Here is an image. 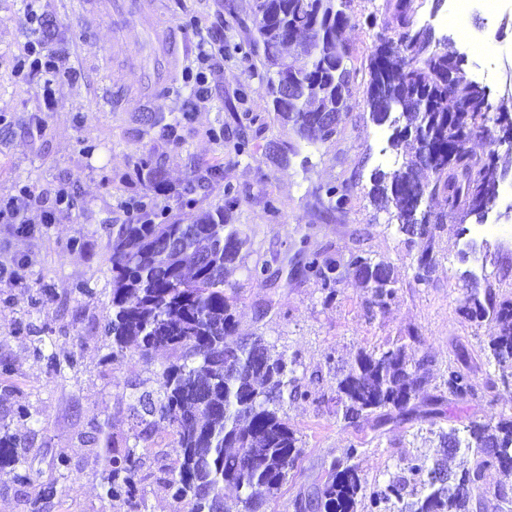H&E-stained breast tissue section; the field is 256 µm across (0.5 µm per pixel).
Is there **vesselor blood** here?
I'll list each match as a JSON object with an SVG mask.
<instances>
[{
    "label": "vessel or blood",
    "instance_id": "b4317fda",
    "mask_svg": "<svg viewBox=\"0 0 512 512\" xmlns=\"http://www.w3.org/2000/svg\"><path fill=\"white\" fill-rule=\"evenodd\" d=\"M160 0H78L81 12L111 16L121 34L112 49L113 65H120L128 58L133 45L140 39L141 27H150L153 35L156 65L146 76V86L139 104H147L149 96L162 93L167 87L170 73L183 50L180 30L173 24L157 20Z\"/></svg>",
    "mask_w": 512,
    "mask_h": 512
}]
</instances>
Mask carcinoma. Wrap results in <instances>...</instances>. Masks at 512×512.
<instances>
[{"instance_id":"carcinoma-1","label":"carcinoma","mask_w":512,"mask_h":512,"mask_svg":"<svg viewBox=\"0 0 512 512\" xmlns=\"http://www.w3.org/2000/svg\"><path fill=\"white\" fill-rule=\"evenodd\" d=\"M407 0H398L401 31L395 47L378 45L367 65V106L372 120L392 128L388 145L399 151L415 146L417 161L404 162L370 177L369 196L386 210L409 245L424 240L413 279L427 282L433 272L435 230L443 215L423 224L406 194L414 183L428 197L443 194L448 213L476 217L481 203L499 196V166L495 151L478 156L469 144L478 138L496 142L499 119L512 117L508 100L487 97L467 69L448 66V54L421 43L418 29L406 20ZM252 27L246 46L266 77L265 91L282 125L297 142L324 144L338 133L326 117L346 110L354 78L345 33L354 28L345 0H252ZM299 90L295 102L278 98L283 78ZM393 99L388 111L380 97ZM224 179L217 165L197 171L186 193L206 192ZM318 197L328 208L343 212L349 204L344 186L321 187ZM238 192L224 186V205L200 210L192 222L144 210L127 224L109 228L112 270V314L106 332L112 337V357L123 356L134 344L141 356L163 349L174 356L157 388L140 396L138 416L148 426L160 419L170 428L178 467L168 470V486L177 503L189 512H210L206 491L233 497L240 512H258L254 493L277 494L288 482L301 455L299 439L281 414L284 393L305 398L294 370L283 353L275 354L258 337L228 343L236 332L240 294L226 281L229 270L245 264L251 242L233 214ZM302 272L328 290L327 298L354 275L370 296V304L386 309L397 295L399 279L391 266L358 249L347 260L321 258L317 251L299 249ZM462 315L469 321L495 324L484 354L494 364L498 382L512 384V295L499 297L492 289L470 290ZM448 365L443 379L447 394L415 400L429 382L426 356L410 357L402 347L360 352L346 369L336 372L333 389L348 423L375 418L378 427L392 416H419L430 421L447 416L445 402L463 401L474 385L463 367ZM442 456L428 460L409 457L399 472L372 491L375 507L391 512H512V495L502 486L486 485L495 469L512 479V417L498 422L470 420L462 427L438 430ZM472 457L459 473L448 470L447 458ZM9 469L21 486L32 482L21 450L8 433L0 434V468ZM144 480L141 458L134 446L119 445L106 436L102 484L106 497L124 498L130 512H140L137 492ZM367 485L355 464L335 462L322 485L308 493L299 510L355 512Z\"/></svg>"}]
</instances>
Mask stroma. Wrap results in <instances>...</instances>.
I'll list each match as a JSON object with an SVG mask.
<instances>
[{
	"instance_id": "obj_1",
	"label": "stroma",
	"mask_w": 512,
	"mask_h": 512,
	"mask_svg": "<svg viewBox=\"0 0 512 512\" xmlns=\"http://www.w3.org/2000/svg\"><path fill=\"white\" fill-rule=\"evenodd\" d=\"M396 2L349 0L355 27L346 36L355 77L339 133L324 145L299 144L297 153L280 161L270 158L269 148L293 135L268 103L255 57L233 50L250 22L248 0H163L164 20L182 27L189 43L182 65L195 64L202 27L218 19L224 23V65L211 78L208 101H191L175 73L169 90L152 97L144 112L96 111L93 97L103 59L111 53L112 23L90 22L77 0L38 2L47 20L45 49L70 73L56 88L55 108L45 110L41 81H25L14 72L27 35L25 4L0 0V200L27 186L48 195L63 188L72 201L51 224L40 223L35 211L23 226L0 220V363L8 367L0 373V429L24 448L36 479L35 486L22 487L0 471V512H27L35 487L48 484L55 493L45 500V512H129L101 486L108 433L136 441L145 512H188L166 485L165 469L175 460L168 428L155 424L143 438L134 419L138 397L156 388L172 356L158 351L145 358L131 351L113 358L112 340L103 331L112 289L107 227L121 223L127 203L136 199L187 221L198 209L223 204L225 184L240 192L235 218L250 238V260L267 264L269 271L262 283L243 268L233 274L241 296L236 334L263 337L286 353L308 392L307 398L287 397L281 404L303 452L293 477L264 500L260 512H297L295 499L323 483L332 463L346 460L352 447L372 486L398 472L402 458L435 456L438 441L429 421H391L375 429L364 422L346 425L337 414L330 381L359 352L407 346L419 337L434 386L467 353L477 390L462 404L461 417L494 423L512 416V388L487 387L494 370L483 350L492 323L469 322L460 313L468 289L463 272H473L480 288L512 291V181L501 183L483 235H458L451 221L438 232L434 271L424 284L413 279L421 243L405 245L388 212L368 195L372 171L404 160L388 148L390 130L372 122L366 104V69L377 36L399 32ZM506 16L512 17V0L493 13L475 0L463 17L469 35L456 41L471 79L497 98L512 72V31L499 29ZM231 101L237 105L234 119L228 114ZM155 113L175 126V137L153 127ZM243 131L251 138L247 155L233 149ZM148 153L161 166L164 183L158 189L127 178ZM208 164L223 169L224 181L188 205L183 189ZM341 184L350 196L346 211L325 213L317 188ZM303 245L333 259L359 247L387 262L400 280L396 298L385 312L368 314L366 295L352 276L337 297L327 298L319 282L299 269ZM34 328L42 346L32 340ZM22 410L28 419H19ZM61 456L68 469L58 468Z\"/></svg>"
}]
</instances>
